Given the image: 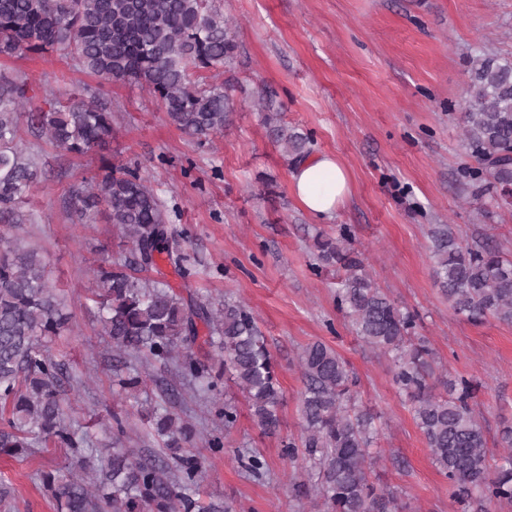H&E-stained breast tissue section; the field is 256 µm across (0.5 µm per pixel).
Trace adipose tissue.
Returning a JSON list of instances; mask_svg holds the SVG:
<instances>
[{
	"label": "adipose tissue",
	"mask_w": 512,
	"mask_h": 512,
	"mask_svg": "<svg viewBox=\"0 0 512 512\" xmlns=\"http://www.w3.org/2000/svg\"><path fill=\"white\" fill-rule=\"evenodd\" d=\"M292 188L301 205L315 216L332 215L351 194L347 171L326 153L301 162L292 176Z\"/></svg>",
	"instance_id": "1"
}]
</instances>
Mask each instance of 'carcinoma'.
<instances>
[{
  "label": "carcinoma",
  "mask_w": 512,
  "mask_h": 512,
  "mask_svg": "<svg viewBox=\"0 0 512 512\" xmlns=\"http://www.w3.org/2000/svg\"><path fill=\"white\" fill-rule=\"evenodd\" d=\"M236 49L234 32L211 0H0V57L53 52L103 81L145 87L169 121L199 141L224 130L233 98L224 85L197 83L192 74L224 67ZM471 81L475 91L464 106V143L478 167H466L464 174L476 192L494 188L505 201L512 188V62L479 57ZM28 91L24 79L0 83V218L13 213L37 178L35 160L15 148L21 117L65 153L87 154L112 136V111L96 97L51 102L47 110L21 114L16 107L29 103ZM273 133L294 160L308 155L306 135L281 125L273 126ZM69 199L77 222L100 212L129 247L130 258L96 271L100 334L113 352L112 384L137 402L142 379L124 370V358L136 354L171 365L178 377L205 384L229 431L238 414L234 404L222 400L221 377L227 374L257 424L275 430L282 392L256 318L241 303L226 301L220 309L203 300L187 303L166 280L162 266L170 264L184 277L191 257L172 250L174 229L146 178L114 164L88 187L70 190ZM429 237L435 278L450 309L473 323L492 318L512 324V259L498 244L489 239L469 244L446 224L431 225ZM0 240V454L23 460L48 438L60 448L88 447V454L41 475L58 512H232L227 505L201 507L196 494L203 462L185 451L193 431L164 405L144 400L161 453L123 447L126 424L116 414L110 451L94 447L88 434L66 423L67 371L43 340L67 331L69 316L38 253L5 236ZM351 240L345 227L337 238L320 235L315 241L319 262L343 270L338 310L368 346L391 355L394 382L409 397L416 425L454 499L473 512L512 507V425L499 431L503 453L490 463L484 427L472 407L477 385L448 378L442 381L445 393L435 392L434 353L415 336V316L375 286L348 248ZM199 342L213 348L218 372L194 356ZM298 362L303 436L298 444L288 443L284 455L294 461L304 454L317 478L300 481L297 498H319L325 512H403L406 506L394 492L370 481L376 429L356 405L347 361L315 341L302 348Z\"/></svg>",
  "instance_id": "carcinoma-1"
}]
</instances>
